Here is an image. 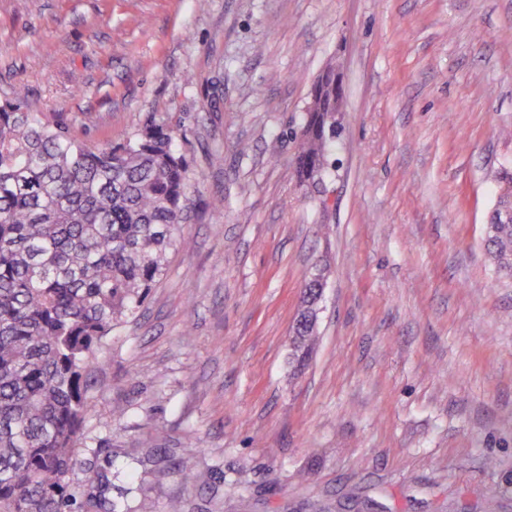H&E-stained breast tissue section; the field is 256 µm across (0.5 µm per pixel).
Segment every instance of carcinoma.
<instances>
[{"label": "carcinoma", "instance_id": "carcinoma-1", "mask_svg": "<svg viewBox=\"0 0 512 512\" xmlns=\"http://www.w3.org/2000/svg\"><path fill=\"white\" fill-rule=\"evenodd\" d=\"M294 161L302 185L327 175L336 74L317 84ZM485 225L486 251L512 278V173ZM188 202L174 132L151 122L88 146L33 112L0 107V512H81L69 491L74 447L90 413L83 374L166 266ZM325 274L306 285L292 357L313 349Z\"/></svg>", "mask_w": 512, "mask_h": 512}]
</instances>
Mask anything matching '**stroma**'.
<instances>
[{
  "instance_id": "1",
  "label": "stroma",
  "mask_w": 512,
  "mask_h": 512,
  "mask_svg": "<svg viewBox=\"0 0 512 512\" xmlns=\"http://www.w3.org/2000/svg\"><path fill=\"white\" fill-rule=\"evenodd\" d=\"M330 67L316 193L294 134ZM15 102L98 146L165 123L188 166L164 274L85 372L80 500L512 512V281L484 244L512 168V0H0ZM326 276L319 273L306 285L303 306L297 315L292 336V357L303 360L313 349L318 322V302L322 296Z\"/></svg>"
}]
</instances>
